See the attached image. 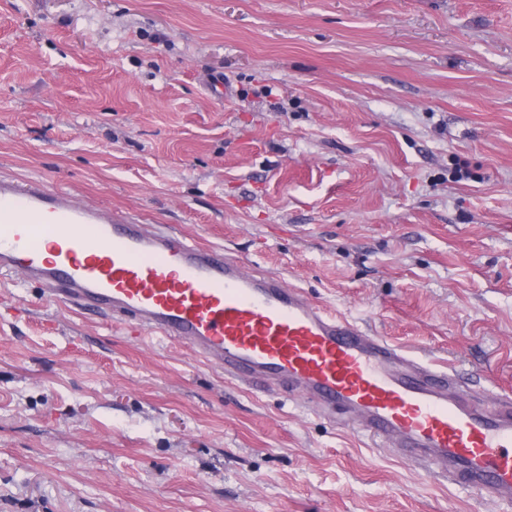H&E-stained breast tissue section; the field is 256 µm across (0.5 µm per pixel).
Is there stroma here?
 <instances>
[{"label": "stroma", "mask_w": 512, "mask_h": 512, "mask_svg": "<svg viewBox=\"0 0 512 512\" xmlns=\"http://www.w3.org/2000/svg\"><path fill=\"white\" fill-rule=\"evenodd\" d=\"M1 175L512 394V0H0ZM0 512L512 508L4 274Z\"/></svg>", "instance_id": "35a3bbf8"}]
</instances>
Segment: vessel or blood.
<instances>
[{
    "instance_id": "obj_1",
    "label": "vessel or blood",
    "mask_w": 512,
    "mask_h": 512,
    "mask_svg": "<svg viewBox=\"0 0 512 512\" xmlns=\"http://www.w3.org/2000/svg\"><path fill=\"white\" fill-rule=\"evenodd\" d=\"M54 299L125 317L189 346L226 376L274 383L347 426L512 506V396L487 401L307 300L277 274H247L223 249L186 241L37 179L0 177V272Z\"/></svg>"
}]
</instances>
